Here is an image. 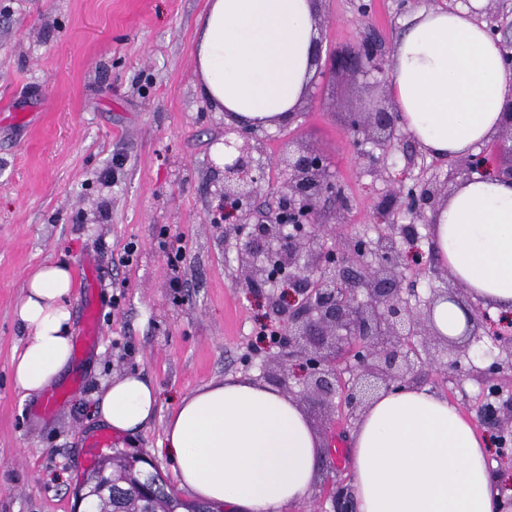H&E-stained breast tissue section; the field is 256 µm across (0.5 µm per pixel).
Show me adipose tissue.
Masks as SVG:
<instances>
[{
    "mask_svg": "<svg viewBox=\"0 0 512 512\" xmlns=\"http://www.w3.org/2000/svg\"><path fill=\"white\" fill-rule=\"evenodd\" d=\"M313 0H207L194 58L201 97L215 111L287 120L314 73ZM389 96L405 130L436 157L474 153L498 132L512 95L499 43L470 8H422L403 24L389 66ZM436 258L494 318L512 319V181L472 175L431 214ZM70 267L47 263L25 279L14 313L26 330L13 378L42 395L72 355ZM158 407L141 375L107 384L95 413L116 433L144 429ZM490 436L432 388L381 390L349 436L357 512H497L501 481ZM164 446L178 486L227 512H293L325 463L296 402L275 388L227 378L184 396Z\"/></svg>",
    "mask_w": 512,
    "mask_h": 512,
    "instance_id": "obj_1",
    "label": "adipose tissue"
}]
</instances>
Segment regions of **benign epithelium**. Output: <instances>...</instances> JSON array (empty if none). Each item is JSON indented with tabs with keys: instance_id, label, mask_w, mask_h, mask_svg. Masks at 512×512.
Wrapping results in <instances>:
<instances>
[{
	"instance_id": "7a95c632",
	"label": "benign epithelium",
	"mask_w": 512,
	"mask_h": 512,
	"mask_svg": "<svg viewBox=\"0 0 512 512\" xmlns=\"http://www.w3.org/2000/svg\"><path fill=\"white\" fill-rule=\"evenodd\" d=\"M312 58L316 79L336 71L386 74L387 60L371 35L350 49L334 52L326 65L316 48ZM349 129L364 134L372 145L367 156L380 172L389 169L395 150L409 151L414 157L428 155L402 130L400 115L394 111L355 112ZM261 131L259 126L239 121L224 126V183L215 194L224 199V220L235 219L237 263L245 287L269 289L272 317L283 327L279 337L282 362L297 366V380L305 394L335 408L347 425L362 416L380 390L406 385L415 367L438 363L450 345L455 347L454 367L465 361L488 383L497 380L504 368L512 369L511 335L495 337L490 347L480 351L478 359L484 367L473 362L471 345L480 341L475 323L485 312L474 310L466 315V330L457 341L441 334L433 320L436 301H453L452 293L432 288L422 303L411 306L407 295L414 289L402 269L409 259L406 246L419 237L416 225H403L396 235L340 241L333 251L324 247L322 236L332 228L317 226V202L322 198L333 201L342 215L348 201L323 155L299 147L280 160L288 178L274 214L254 215L252 203L267 167L259 158ZM490 148V157L484 149L477 155L452 156L448 164L467 176L479 172L512 180V165L503 168L498 164L503 155L512 159V97L504 104L500 130ZM446 196L447 184L423 179L409 187L402 185L378 201L374 216L386 222L399 206L424 223ZM417 336H433L442 348L421 351L414 342ZM342 359L351 368V379L344 384L337 370ZM476 420L482 427L498 429L501 444H506L512 436V401L480 407ZM326 496L333 512H354L344 483L328 487Z\"/></svg>"
}]
</instances>
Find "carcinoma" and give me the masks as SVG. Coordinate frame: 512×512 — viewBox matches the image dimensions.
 <instances>
[{
	"label": "carcinoma",
	"mask_w": 512,
	"mask_h": 512,
	"mask_svg": "<svg viewBox=\"0 0 512 512\" xmlns=\"http://www.w3.org/2000/svg\"><path fill=\"white\" fill-rule=\"evenodd\" d=\"M143 459L118 448L100 457L93 470L102 472L99 486L89 489L85 504L91 512H155L180 508L184 512H224L221 505L185 502L158 470L149 473Z\"/></svg>",
	"instance_id": "carcinoma-1"
}]
</instances>
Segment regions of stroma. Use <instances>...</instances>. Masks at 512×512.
Returning <instances> with one entry per match:
<instances>
[{"mask_svg":"<svg viewBox=\"0 0 512 512\" xmlns=\"http://www.w3.org/2000/svg\"><path fill=\"white\" fill-rule=\"evenodd\" d=\"M432 0H322L324 50L374 33L391 53L404 21ZM206 0H0V512H84L76 486L89 463L87 437L104 383L141 374L158 390L154 420L113 447L146 458L167 479L175 464L164 427L178 401L228 377L261 381L279 373V344L262 296L243 288L224 207L212 194L222 179L214 150L224 115L198 94L193 44ZM379 74H336L319 86L287 126L268 127L262 149L273 165L254 206L268 213L286 173L277 161L303 144L325 155L350 209L344 224L322 206L323 238L375 236L373 206L397 183L448 178L447 160L397 158L387 172L358 159L347 123L364 102L390 107ZM12 112L32 123L4 122ZM114 169L101 183L99 174ZM136 243V263L119 257ZM182 247L170 267L166 246ZM94 258L100 338L73 357L59 378L76 394L49 415L23 398L12 357L25 336L14 315L23 278L45 263L78 270ZM412 383L474 413L486 392L476 375L449 379L445 367L420 366Z\"/></svg>","mask_w":512,"mask_h":512,"instance_id":"stroma-1","label":"stroma"}]
</instances>
